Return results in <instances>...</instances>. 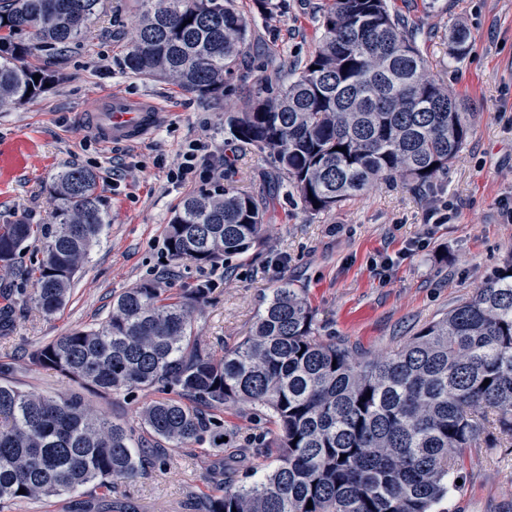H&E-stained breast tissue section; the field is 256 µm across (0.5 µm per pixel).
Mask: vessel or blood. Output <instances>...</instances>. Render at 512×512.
<instances>
[{"mask_svg":"<svg viewBox=\"0 0 512 512\" xmlns=\"http://www.w3.org/2000/svg\"><path fill=\"white\" fill-rule=\"evenodd\" d=\"M157 103L128 97L109 95L102 99L94 112L87 117L88 124L102 145L147 138L163 121Z\"/></svg>","mask_w":512,"mask_h":512,"instance_id":"vessel-or-blood-1","label":"vessel or blood"}]
</instances>
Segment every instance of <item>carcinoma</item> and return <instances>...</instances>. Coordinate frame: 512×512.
<instances>
[{
  "mask_svg": "<svg viewBox=\"0 0 512 512\" xmlns=\"http://www.w3.org/2000/svg\"><path fill=\"white\" fill-rule=\"evenodd\" d=\"M101 2L0 0V112L53 82L26 59L80 42ZM140 7L125 55L131 73L202 97L235 92L252 31L234 0H140ZM320 29L288 82L271 60L251 66L247 107L224 113L230 139L266 154L313 214L378 181L398 176L422 190L447 174L473 113L430 75L419 25L388 0H326ZM26 32L31 40H18ZM468 40L465 29L454 31L449 56H464ZM266 214V203L228 184L189 195L167 225V253L197 267L228 263L260 244ZM108 223L97 173L68 166L55 182L48 223L0 225V268L10 270L41 240V257L27 271L35 288L20 292L52 315ZM212 292L205 280L180 293L145 282L114 296L96 326L44 345L32 359L79 385L67 396L0 382V505L92 487L94 512H133L112 488L149 468L167 470L175 448L224 450L221 412L240 403L270 416L272 428L249 445L257 458L277 451L276 461L250 483L226 482L221 495L189 503L191 512H433L488 414L512 437V263L402 348L363 363L317 336L312 309L286 283L249 334L219 355L192 325ZM84 390L156 393L138 406L139 429L154 445L95 412Z\"/></svg>",
  "mask_w": 512,
  "mask_h": 512,
  "instance_id": "obj_1",
  "label": "carcinoma"
}]
</instances>
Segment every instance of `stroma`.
I'll list each match as a JSON object with an SVG mask.
<instances>
[{"mask_svg": "<svg viewBox=\"0 0 512 512\" xmlns=\"http://www.w3.org/2000/svg\"><path fill=\"white\" fill-rule=\"evenodd\" d=\"M325 0H235L253 21L247 59L285 56L304 62L320 36ZM393 11L418 22L419 46L431 73L474 110L473 132L429 191L403 180L382 182L329 213L311 214L289 187H273L266 155L232 148L224 138L225 111L241 110L249 87L231 99L203 98L162 80L134 76L124 67L137 0H104L102 13L66 56L44 51L33 64L52 70L54 84L37 100L0 112V224L49 220L52 188L66 167L93 169L111 222L78 272L69 302L51 316L19 294L23 282L0 270V289H13L11 327L0 334V364L9 381L40 394L66 395L75 383L35 364L34 350L57 336L103 321L112 297L150 280L179 292L194 287L203 270L167 261L164 233L175 209L202 182L169 181L184 145L205 142L233 152V185L270 197L266 236L247 256L232 260L224 280L195 321L194 331L214 348L248 335L262 304L282 284L301 289L315 313L322 340L345 345L361 362L396 351L442 318L512 262V0H390ZM470 34L463 59L448 56L457 27ZM120 93L158 102L167 117L148 139L102 145L84 120L100 95ZM394 260L378 275L382 256ZM267 423L247 404L225 410L223 452L182 448L167 471L119 484L115 496L135 512H185L189 497L215 493L216 475L252 481L259 460L241 447ZM462 483L436 512H512V438L495 418L465 448Z\"/></svg>", "mask_w": 512, "mask_h": 512, "instance_id": "35a3bbf8", "label": "stroma"}]
</instances>
